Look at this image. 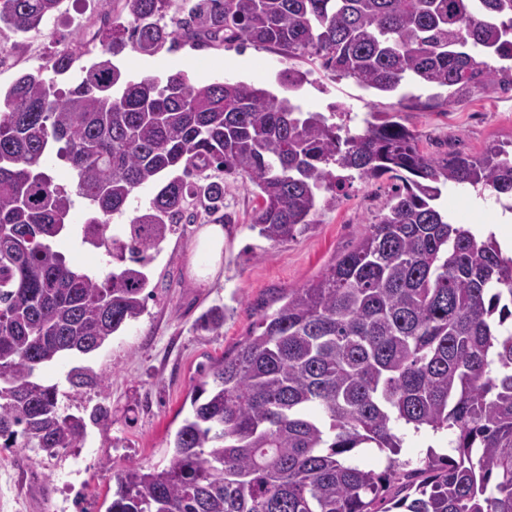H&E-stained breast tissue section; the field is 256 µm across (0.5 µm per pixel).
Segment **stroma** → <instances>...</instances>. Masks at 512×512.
<instances>
[{"label":"stroma","instance_id":"35a3bbf8","mask_svg":"<svg viewBox=\"0 0 512 512\" xmlns=\"http://www.w3.org/2000/svg\"><path fill=\"white\" fill-rule=\"evenodd\" d=\"M102 0H63L42 33L16 45L10 32L0 33L12 65L0 67V88L8 89L25 72L55 78L52 63L65 43L85 41L88 54L78 66L90 65L100 46L91 36L100 25ZM129 79L163 78L185 73L203 86L214 81L245 82L291 98L303 110L334 113L337 124L360 130L372 112H386L418 137L425 153L455 151L480 155L492 144L512 143V89L491 90L469 100L447 102V92L426 86L406 93L379 94L349 78L324 71L318 61L288 59L259 44H225L199 50L188 44L163 48L153 55L125 50L117 59ZM306 72L299 88H289L288 70ZM224 211L209 215L196 206L197 219L168 235L147 269L151 296L145 312L114 334L88 357L68 358L43 372L58 384L60 403L69 412L89 414L99 405L112 411L106 427L89 426L83 447L56 455L27 448L0 447V512H106L116 489L114 475L125 466L162 463L166 439L182 423L193 386L212 361L231 353L251 335L263 314L273 312L289 289L315 280L341 255L353 250L369 224L384 213L391 181L353 179L336 205L320 208L305 231L283 243L259 238L250 224L257 200L242 179L224 177ZM439 204L459 224H494L502 204L469 190H449ZM224 226V257L209 284L198 283L192 267L204 263L196 238L210 223ZM226 310L219 333L200 329L199 319L212 307ZM91 367L103 381L73 390L67 372Z\"/></svg>","mask_w":512,"mask_h":512}]
</instances>
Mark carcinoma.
I'll use <instances>...</instances> for the list:
<instances>
[{"label": "carcinoma", "instance_id": "cac0c4a2", "mask_svg": "<svg viewBox=\"0 0 512 512\" xmlns=\"http://www.w3.org/2000/svg\"><path fill=\"white\" fill-rule=\"evenodd\" d=\"M104 2L101 54L68 91L26 73L0 93V446L80 448L88 424L111 422L102 406L67 412L40 372L144 313L148 250L194 223L188 200L224 208L206 171L252 186L250 227L273 243L305 230L354 177L385 176L387 212L210 366L166 463L122 469L107 512H512V257L436 204L448 186L512 197V150L431 156L378 112L353 133L252 84L196 87L181 72L133 81L114 63L178 35L199 48L251 42L378 93L418 83L463 102L512 88V0H200L179 34L160 25L169 0H126V21ZM61 3L0 0V29L38 33ZM79 48L56 53L55 75ZM159 180L149 208L111 229L133 192ZM78 204L81 243L112 258L95 273L55 249ZM223 325L221 307L200 317L205 330ZM67 381L103 376L75 367ZM402 425L450 434L456 456L431 452L407 469ZM356 448L389 465L349 463ZM353 459L365 469H373L376 472L383 471L388 460L385 453L379 452L376 448H357Z\"/></svg>", "mask_w": 512, "mask_h": 512}]
</instances>
